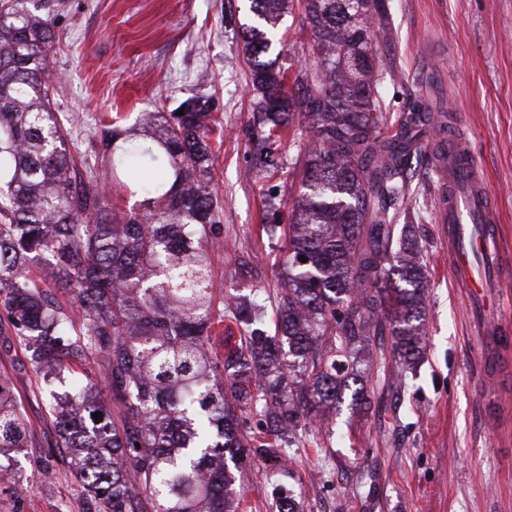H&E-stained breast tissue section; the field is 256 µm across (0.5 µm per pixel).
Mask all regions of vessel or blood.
<instances>
[{
  "instance_id": "obj_1",
  "label": "vessel or blood",
  "mask_w": 512,
  "mask_h": 512,
  "mask_svg": "<svg viewBox=\"0 0 512 512\" xmlns=\"http://www.w3.org/2000/svg\"><path fill=\"white\" fill-rule=\"evenodd\" d=\"M439 163L448 172L439 217L448 226L455 277L468 288L471 302L478 304L485 289L512 277V269L505 265L499 250L491 225L492 199L466 140L449 142Z\"/></svg>"
}]
</instances>
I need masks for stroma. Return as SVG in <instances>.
Here are the masks:
<instances>
[{"mask_svg": "<svg viewBox=\"0 0 512 512\" xmlns=\"http://www.w3.org/2000/svg\"><path fill=\"white\" fill-rule=\"evenodd\" d=\"M250 0H50L41 13L55 34L46 77L55 111L79 157H93L102 125L130 127L143 112H174L208 99L220 124L215 191L223 251L211 254L225 295H248L274 323L281 247L264 220L269 198L289 205L303 141L284 139L275 167L253 163L251 66L241 23ZM302 5L276 35L271 57L293 72L316 66ZM377 97L387 116L425 102L448 113V136L466 138L498 203L504 250L512 252V0H383L372 19ZM407 198L427 278L423 355L413 368H361L371 407L343 398L316 448L296 444L285 461L242 470L240 512H275L280 464L301 512H512V361L484 357L475 310L455 286L448 238L438 222L439 168L423 159ZM251 273L238 278L239 257ZM0 374L28 422L27 446L0 456L14 474L0 512H86L83 484L49 410L48 386L8 321L0 322ZM52 471L44 481L43 471Z\"/></svg>", "mask_w": 512, "mask_h": 512, "instance_id": "stroma-1", "label": "stroma"}]
</instances>
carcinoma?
Segmentation results:
<instances>
[{
    "instance_id": "obj_1",
    "label": "carcinoma",
    "mask_w": 512,
    "mask_h": 512,
    "mask_svg": "<svg viewBox=\"0 0 512 512\" xmlns=\"http://www.w3.org/2000/svg\"><path fill=\"white\" fill-rule=\"evenodd\" d=\"M31 3L0 0V311L42 377L89 355L102 362L90 385L120 403L119 418L88 398L51 406L64 447L84 457L79 478L97 512H238L234 471L246 453L278 460L300 436L316 445L319 419L345 391L351 405L366 402L365 346L378 340L383 361L420 354L425 275L397 227L425 112L413 105L383 134L370 0H304L319 63L289 84L265 54L290 0H251L259 164L276 166L272 146L292 129L309 136L288 223L268 215L285 236L271 335L263 308L215 294L209 101L191 96L182 115L147 112L128 130H102L106 187L77 162L52 108L53 33ZM148 162L157 179L125 182ZM123 192L141 201L122 209ZM59 286L76 304L54 294ZM220 327L221 357L209 350ZM252 413L263 417L256 431L245 427ZM27 432L0 375V455L26 447Z\"/></svg>"
}]
</instances>
